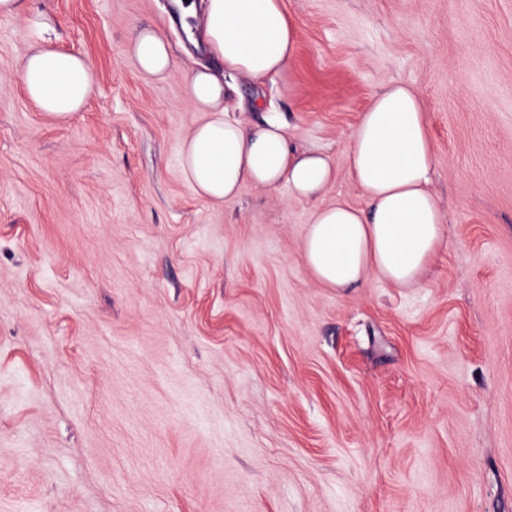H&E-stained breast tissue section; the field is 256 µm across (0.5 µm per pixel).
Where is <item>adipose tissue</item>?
I'll list each match as a JSON object with an SVG mask.
<instances>
[{
	"label": "adipose tissue",
	"mask_w": 512,
	"mask_h": 512,
	"mask_svg": "<svg viewBox=\"0 0 512 512\" xmlns=\"http://www.w3.org/2000/svg\"><path fill=\"white\" fill-rule=\"evenodd\" d=\"M181 20H195L209 54L223 71L201 67L186 86V106L200 113L185 136L180 172L189 188L216 205L244 185H287L292 198L315 202L302 237V256L324 286L359 288L381 278L399 287L420 284L445 245L443 217L431 190L435 160L419 92L394 83L377 92L351 131L345 170L315 150L293 146L277 113L259 124L230 118L224 77L259 85L285 79L298 28L284 0H175ZM149 77L172 65L162 33L143 27L125 46ZM28 97L48 116L64 122L80 111L96 86L84 56L34 47L20 61ZM360 189L363 206L323 198L341 173Z\"/></svg>",
	"instance_id": "adipose-tissue-1"
}]
</instances>
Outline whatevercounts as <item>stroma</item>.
I'll return each mask as SVG.
<instances>
[{"mask_svg":"<svg viewBox=\"0 0 512 512\" xmlns=\"http://www.w3.org/2000/svg\"><path fill=\"white\" fill-rule=\"evenodd\" d=\"M171 0H32L0 17V512H512V0H284L281 80H234L344 168L372 96L419 91L447 243L420 285L306 267L286 185L194 194L198 113ZM166 37L170 72L123 53ZM87 57L60 123L17 70ZM124 51L136 60L141 72L149 77L164 75L172 65L169 46L162 33L153 27L136 30Z\"/></svg>","mask_w":512,"mask_h":512,"instance_id":"35a3bbf8","label":"stroma"}]
</instances>
